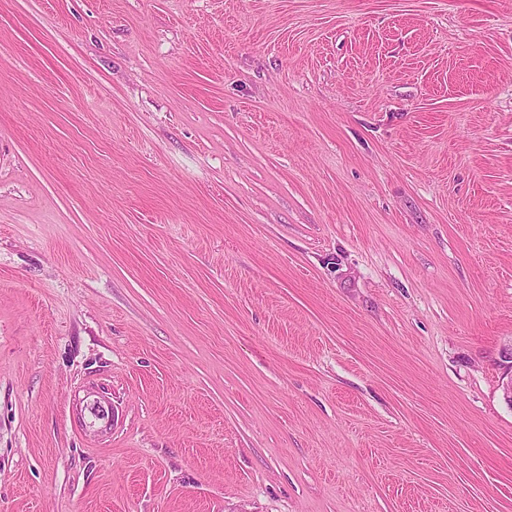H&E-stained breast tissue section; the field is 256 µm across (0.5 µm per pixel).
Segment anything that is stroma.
<instances>
[{
  "label": "stroma",
  "mask_w": 512,
  "mask_h": 512,
  "mask_svg": "<svg viewBox=\"0 0 512 512\" xmlns=\"http://www.w3.org/2000/svg\"><path fill=\"white\" fill-rule=\"evenodd\" d=\"M512 0H0V512H512Z\"/></svg>",
  "instance_id": "obj_1"
}]
</instances>
